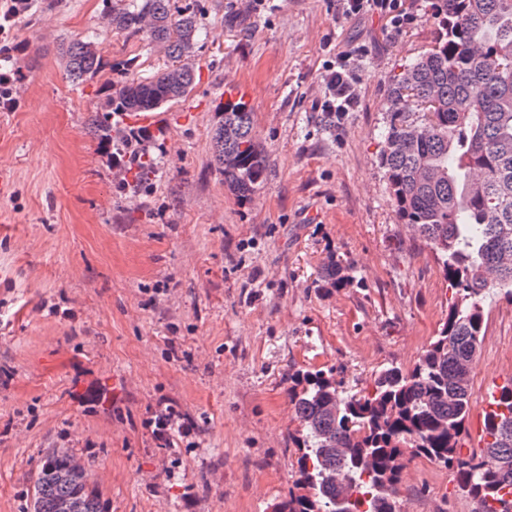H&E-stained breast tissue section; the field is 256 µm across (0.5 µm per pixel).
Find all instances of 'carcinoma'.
<instances>
[{
    "mask_svg": "<svg viewBox=\"0 0 512 512\" xmlns=\"http://www.w3.org/2000/svg\"><path fill=\"white\" fill-rule=\"evenodd\" d=\"M102 17L129 38L165 49L172 64L136 76L118 61L119 88L90 125L102 141L113 119L159 112L194 86L193 59L203 41L202 0H102ZM433 45L393 79L379 164L401 223L435 252L451 299L448 317L414 367L383 368L371 391L341 390L330 370L289 376L288 401L298 427V477L274 512H400L398 485L410 452L452 472L478 512H512V384L501 387L484 417L480 454L458 451L467 434L471 372L484 327V308L512 301V0H431ZM67 76L85 81L103 61L94 35L62 47ZM212 136V157L224 183L245 197L255 191L266 158L243 99L227 100ZM130 185L143 190L158 173L140 153ZM324 281H352L332 261ZM348 476L352 501L336 506ZM30 496L31 512H106L86 467L64 451L44 456Z\"/></svg>",
    "mask_w": 512,
    "mask_h": 512,
    "instance_id": "1",
    "label": "carcinoma"
}]
</instances>
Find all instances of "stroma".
Masks as SVG:
<instances>
[{
  "label": "stroma",
  "instance_id": "1",
  "mask_svg": "<svg viewBox=\"0 0 512 512\" xmlns=\"http://www.w3.org/2000/svg\"><path fill=\"white\" fill-rule=\"evenodd\" d=\"M430 3L402 0L416 20L397 29L337 0H206L194 89L149 127L125 120L159 166L151 190L127 194L88 119L110 62L148 73L164 49L112 31L101 0H36L19 19L20 106L0 110V512H27L55 449L85 463L107 512H273L297 477L289 375L329 369L362 394L383 367L413 368L451 293L399 223L379 153L393 77L432 44ZM91 30L106 66L75 85L59 52ZM345 50L359 101L332 124L314 103ZM229 86L267 155L246 200L210 163ZM332 259L347 287L322 282ZM485 322L467 455L512 380V303L486 306ZM163 408L192 428L170 447L153 433ZM399 501L477 512L446 468L411 455Z\"/></svg>",
  "mask_w": 512,
  "mask_h": 512
}]
</instances>
